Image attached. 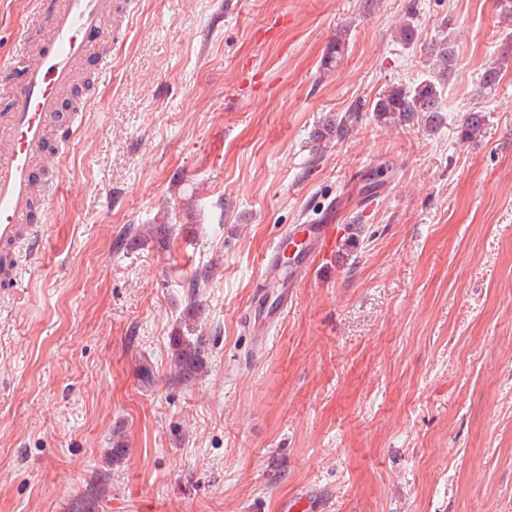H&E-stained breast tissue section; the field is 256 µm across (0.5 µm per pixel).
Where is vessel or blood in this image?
<instances>
[{
  "label": "vessel or blood",
  "mask_w": 512,
  "mask_h": 512,
  "mask_svg": "<svg viewBox=\"0 0 512 512\" xmlns=\"http://www.w3.org/2000/svg\"><path fill=\"white\" fill-rule=\"evenodd\" d=\"M116 0H31L34 31L24 33L11 53L0 57V86L9 91L0 113V284L17 285L21 266L11 253L35 254L48 221L36 212L38 180L62 154L79 123L78 110L64 96L77 84L79 68L95 59L97 76L112 67V22ZM318 254L329 256L336 235L329 224H301Z\"/></svg>",
  "instance_id": "obj_1"
}]
</instances>
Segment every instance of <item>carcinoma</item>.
<instances>
[{
    "label": "carcinoma",
    "mask_w": 512,
    "mask_h": 512,
    "mask_svg": "<svg viewBox=\"0 0 512 512\" xmlns=\"http://www.w3.org/2000/svg\"><path fill=\"white\" fill-rule=\"evenodd\" d=\"M427 54L431 61L430 67L437 79L448 80L457 70L458 58L454 50V43L448 35L432 41L427 47ZM512 62V41L499 53L496 62L488 66L481 75L480 85L485 90L494 88L498 82L502 66ZM372 112L379 119H396L401 123L410 124L418 119L423 121L426 128L435 130L441 127L445 120L444 109L440 100L438 84L432 80H425L414 87L396 86L386 91L373 105ZM349 118L329 119L316 128L312 135L315 146L326 145L340 137L347 128ZM486 115L482 111L468 113L462 123L460 136L466 141L477 138L485 124ZM175 232L172 224H153L146 235L159 243H167ZM209 278L207 269H199L188 283L190 305L188 316L195 318L200 315V304L197 303V289ZM206 352V338L196 334L192 327L187 333H178L173 338L172 362L176 377L184 382L192 380L203 369Z\"/></svg>",
    "instance_id": "1"
}]
</instances>
